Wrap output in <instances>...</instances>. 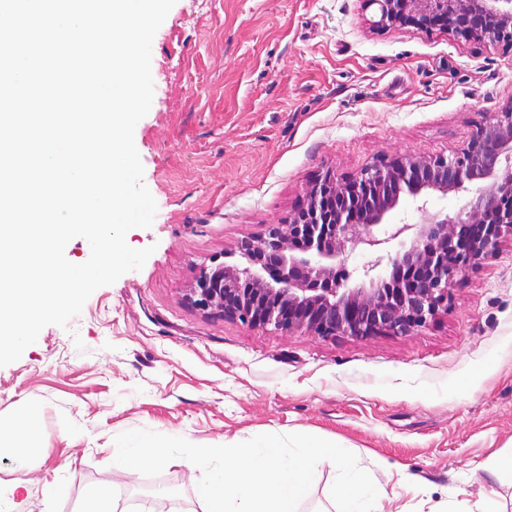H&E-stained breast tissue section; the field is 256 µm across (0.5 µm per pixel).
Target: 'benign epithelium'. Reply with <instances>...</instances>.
<instances>
[{"label": "benign epithelium", "instance_id": "7a95c632", "mask_svg": "<svg viewBox=\"0 0 512 512\" xmlns=\"http://www.w3.org/2000/svg\"><path fill=\"white\" fill-rule=\"evenodd\" d=\"M371 27L449 28L466 41L512 44V0H364ZM478 186L468 208L422 224L391 221L400 198L428 213L429 197ZM512 236V104L450 156L382 158L349 178L328 172L286 224L237 245L238 265L203 269L186 300L273 331L327 338L409 335L448 308L455 277L496 256ZM393 241L391 271L377 273ZM369 256L355 285L336 269L345 244Z\"/></svg>", "mask_w": 512, "mask_h": 512}]
</instances>
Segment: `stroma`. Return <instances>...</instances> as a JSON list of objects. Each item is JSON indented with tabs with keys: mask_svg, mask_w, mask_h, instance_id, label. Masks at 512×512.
Instances as JSON below:
<instances>
[{
	"mask_svg": "<svg viewBox=\"0 0 512 512\" xmlns=\"http://www.w3.org/2000/svg\"><path fill=\"white\" fill-rule=\"evenodd\" d=\"M362 0H176L151 51L154 96L135 127L157 203L132 248L142 269L97 289L67 327L49 325L0 366V486L18 512H76L108 484L129 512L196 482L112 467L117 435L147 428L199 445L304 433L349 449L384 512H512V238L457 277L448 309L407 336L318 338L206 316L185 299L202 269L240 261L241 239L284 224L326 172L376 159L451 155L512 104V45L441 27L374 32ZM65 494L52 498L53 483Z\"/></svg>",
	"mask_w": 512,
	"mask_h": 512,
	"instance_id": "1",
	"label": "stroma"
}]
</instances>
